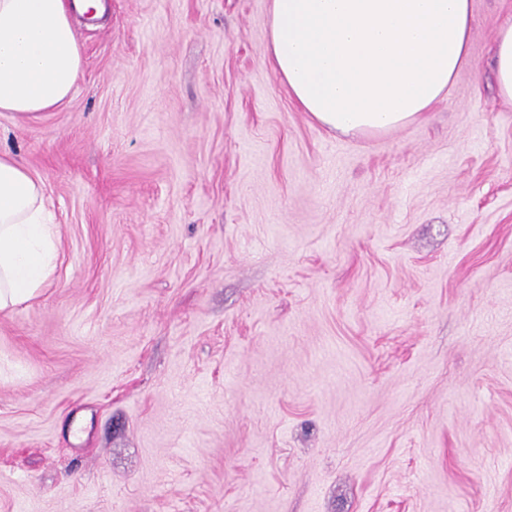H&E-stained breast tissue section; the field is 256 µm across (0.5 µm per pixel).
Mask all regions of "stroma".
<instances>
[{
  "instance_id": "obj_1",
  "label": "stroma",
  "mask_w": 512,
  "mask_h": 512,
  "mask_svg": "<svg viewBox=\"0 0 512 512\" xmlns=\"http://www.w3.org/2000/svg\"><path fill=\"white\" fill-rule=\"evenodd\" d=\"M38 119L53 277L0 312V512H512V0L420 121L345 136L268 0H108ZM493 54L499 94L512 101V18L495 29Z\"/></svg>"
}]
</instances>
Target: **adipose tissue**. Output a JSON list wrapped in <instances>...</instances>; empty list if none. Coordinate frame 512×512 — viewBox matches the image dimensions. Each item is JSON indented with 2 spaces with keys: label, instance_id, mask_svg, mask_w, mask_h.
<instances>
[{
  "label": "adipose tissue",
  "instance_id": "ef3b65f1",
  "mask_svg": "<svg viewBox=\"0 0 512 512\" xmlns=\"http://www.w3.org/2000/svg\"><path fill=\"white\" fill-rule=\"evenodd\" d=\"M102 0H0V112L57 109L82 72L73 16ZM471 0H270L265 58L293 101L344 133L423 118L468 58ZM495 77L512 101V19L494 32ZM59 233L41 182L0 152V311L40 292Z\"/></svg>",
  "mask_w": 512,
  "mask_h": 512
}]
</instances>
